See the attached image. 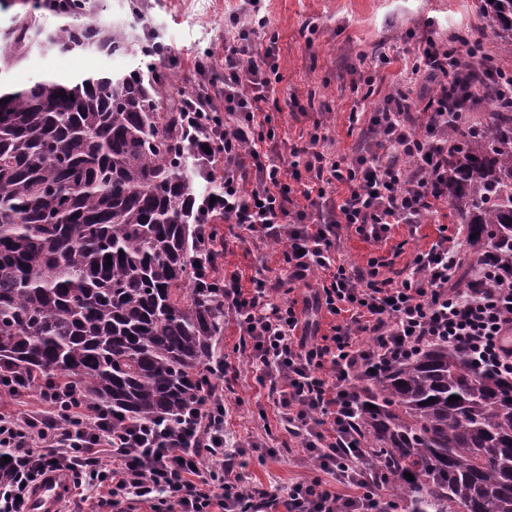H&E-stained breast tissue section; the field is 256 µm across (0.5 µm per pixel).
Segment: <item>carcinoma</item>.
<instances>
[{"instance_id": "carcinoma-1", "label": "carcinoma", "mask_w": 512, "mask_h": 512, "mask_svg": "<svg viewBox=\"0 0 512 512\" xmlns=\"http://www.w3.org/2000/svg\"><path fill=\"white\" fill-rule=\"evenodd\" d=\"M490 8L512 41V0ZM98 12V0H41L13 15L0 74L25 59L48 14L62 21L49 32L62 54L152 55ZM170 82L138 64L0 91V373L52 378L132 421L205 407L224 360L223 303L194 282L200 163ZM448 140L457 223L511 258L512 111L498 106ZM358 401L361 448L404 512H512V378L436 345L367 382Z\"/></svg>"}]
</instances>
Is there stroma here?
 <instances>
[{
  "label": "stroma",
  "instance_id": "35a3bbf8",
  "mask_svg": "<svg viewBox=\"0 0 512 512\" xmlns=\"http://www.w3.org/2000/svg\"><path fill=\"white\" fill-rule=\"evenodd\" d=\"M143 20L134 23L138 35L162 41L169 57L152 64L173 71V91L183 83H197L194 64L209 56L214 71L224 65V41L237 33L232 19L241 0H145ZM267 24L253 41L255 58H262L268 44L276 46L280 79L272 86L265 105L281 139L301 141L314 131L325 135V150L352 157L361 146L360 130L349 123L352 110L370 111L385 95L402 88L411 97L426 94L424 76L405 82L406 73L419 62L418 48L425 39L443 42L461 34L476 38L488 32L485 52L496 65L512 68V43L492 31L487 0H264ZM131 57L100 58L31 50L22 64L6 74L7 82L25 85L45 76L70 79L100 68L115 72L132 69ZM448 205H441L417 232L406 225L394 228L382 254H393L386 275H395L411 256L429 248L439 227L453 224ZM218 230L235 244L224 256V271L249 280L261 273L286 279L282 249L264 247L251 237L235 239L234 226ZM225 358L236 366L237 377L224 395V429L230 448L241 450L246 465L240 474L251 487L287 489L308 477L298 462L299 451L288 445L277 429V420L266 388L257 384L258 367L239 345L232 321L224 323L221 342ZM276 449L269 457L268 449Z\"/></svg>",
  "mask_w": 512,
  "mask_h": 512
}]
</instances>
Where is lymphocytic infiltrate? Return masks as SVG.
<instances>
[{
  "mask_svg": "<svg viewBox=\"0 0 512 512\" xmlns=\"http://www.w3.org/2000/svg\"><path fill=\"white\" fill-rule=\"evenodd\" d=\"M261 0H243L245 23L224 45V106L200 105L188 94L185 122L194 129L210 178L220 189L205 204L211 223L196 245L206 253L197 278L218 289L245 348L259 363V385L267 387L280 429L302 452L309 479L286 493L256 491L234 472L238 452L224 437V391L213 394L209 417L188 416L156 428L145 421L112 423L110 411L83 405L51 381L37 382L39 409L0 414V512H27L33 484L44 474L66 471L109 487L112 512L175 499L181 512H395L381 501L379 485L357 437L356 398L373 373L448 344L465 349L485 371L512 375V263L482 256L465 263L450 236L414 254L398 277L383 273L389 259L369 258L346 269L338 253L342 230L354 231L379 248L398 224L417 229L436 203L447 199L448 126L468 121L480 89L472 77L487 71L483 51L471 64L458 60L455 43L427 40L420 59L433 88L410 101L402 91L376 103L363 130L364 146L352 159L321 151V135L286 143L265 114L274 50L263 60L252 52V36L266 24ZM503 102L512 101V75L487 71ZM426 121L414 125L411 109ZM346 187L342 200L333 186ZM247 231L265 245L283 246L287 280L225 276L229 241L213 221ZM468 265L467 278L459 268ZM306 290L302 303L331 316L328 331L303 319L291 289ZM113 467L105 469L104 456ZM219 460L204 470L202 458ZM356 487L344 496L327 489L322 473Z\"/></svg>",
  "mask_w": 512,
  "mask_h": 512,
  "instance_id": "f902f5d3",
  "label": "lymphocytic infiltrate"
}]
</instances>
